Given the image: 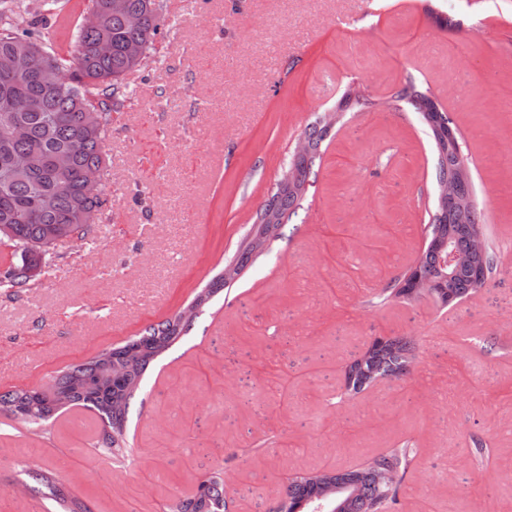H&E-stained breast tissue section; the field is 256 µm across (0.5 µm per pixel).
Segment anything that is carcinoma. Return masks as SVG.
Segmentation results:
<instances>
[{"mask_svg":"<svg viewBox=\"0 0 512 512\" xmlns=\"http://www.w3.org/2000/svg\"><path fill=\"white\" fill-rule=\"evenodd\" d=\"M109 2L88 0L73 26L72 48L54 52L44 47L49 29L33 21L22 28L16 22L28 13L24 0H0V117L11 115L24 128L18 138L0 134V225L11 228V234L0 239L9 242L13 252H21L22 260L0 272V288L27 287L32 277L26 271L38 268L45 257L30 249L55 238L60 228L82 236L91 230L80 220L78 208L86 201L88 175L101 164L105 128L122 93L123 77L137 67L127 48L138 43L146 52L152 49L164 23L158 0H118L114 9ZM398 96L408 100L430 128L438 153V184L452 183L453 192L438 196L427 228V247L396 294L429 293L431 289L422 285L436 282L438 300L448 304L483 286L493 272L489 248L476 242L482 212L473 199L448 113L411 80ZM332 126L333 116L328 113L306 127L304 151L292 155L251 235L190 304L124 345L68 367L46 388L0 393V413L40 425L74 407L92 410L102 423L103 448L111 454L121 451L126 415L150 362L178 343L199 309L262 253L271 224L281 225L296 213ZM57 154L69 155L67 171L59 172L52 165ZM410 352L405 339L375 343L346 370L348 390L358 392L378 378L406 373ZM410 456L409 449L396 448L369 468L293 480L277 512H295L300 502L325 493L339 481L351 485L332 498L334 503L345 502L341 512H378L396 500L399 487L386 485L383 474L395 470L404 478ZM169 512H227L223 478L218 473L208 477L195 495L173 501Z\"/></svg>","mask_w":512,"mask_h":512,"instance_id":"cac0c4a2","label":"carcinoma"}]
</instances>
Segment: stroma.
I'll return each mask as SVG.
<instances>
[{
    "label": "stroma",
    "instance_id": "1",
    "mask_svg": "<svg viewBox=\"0 0 512 512\" xmlns=\"http://www.w3.org/2000/svg\"><path fill=\"white\" fill-rule=\"evenodd\" d=\"M152 59L127 73L91 231L0 289V393L188 304L235 255L303 129L332 112L297 213L146 370L123 455L95 412L42 427L0 414V512H167L230 472L229 512H273L288 483L413 460L389 512H512V0H160ZM447 26H440V19ZM449 113L494 259L443 304L390 292L437 206V154L396 94ZM368 98L341 106L348 85ZM406 374L348 391L376 340ZM53 473L54 489L35 472Z\"/></svg>",
    "mask_w": 512,
    "mask_h": 512
}]
</instances>
